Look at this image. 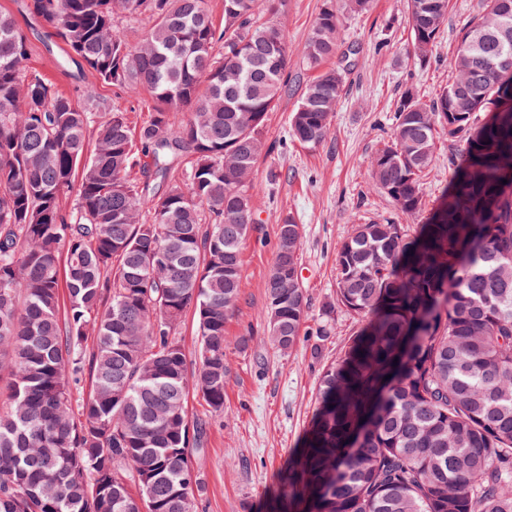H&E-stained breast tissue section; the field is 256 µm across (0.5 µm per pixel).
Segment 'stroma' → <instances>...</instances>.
Instances as JSON below:
<instances>
[{
    "instance_id": "obj_1",
    "label": "stroma",
    "mask_w": 512,
    "mask_h": 512,
    "mask_svg": "<svg viewBox=\"0 0 512 512\" xmlns=\"http://www.w3.org/2000/svg\"><path fill=\"white\" fill-rule=\"evenodd\" d=\"M26 4L0 0V12L11 15L26 34L33 70L71 96L96 84L99 95L125 110L131 124L146 119L148 99L95 83L82 63H63L66 45L29 14ZM322 4L291 0L282 20L292 88L267 115L264 138L270 150L252 176L255 229L243 246L242 298L224 325V410L212 413L199 397L188 398L192 420L207 427L204 448L193 458L203 482L199 512H274L281 495L278 477L302 448L317 408L319 377L365 325L364 319L339 310L335 334L324 341L315 334L335 289L338 249L353 224L405 221L372 183L370 160L391 142L393 111L405 89L429 98L451 80L449 60L457 35L479 10V0H450L436 51L424 66L414 57L406 0H373L368 12L346 17L341 42L359 48L347 76L350 88L325 141L308 149L290 139L288 121L310 77L301 49ZM286 215L303 226L300 272L309 298L310 333L292 351L280 353L264 344L263 325L276 226Z\"/></svg>"
}]
</instances>
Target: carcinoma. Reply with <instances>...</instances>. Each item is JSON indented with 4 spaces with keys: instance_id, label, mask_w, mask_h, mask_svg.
Returning a JSON list of instances; mask_svg holds the SVG:
<instances>
[{
    "instance_id": "1",
    "label": "carcinoma",
    "mask_w": 512,
    "mask_h": 512,
    "mask_svg": "<svg viewBox=\"0 0 512 512\" xmlns=\"http://www.w3.org/2000/svg\"><path fill=\"white\" fill-rule=\"evenodd\" d=\"M324 0L301 53L318 74L289 120L321 145L354 66ZM289 0H28L99 80L152 102L131 130L27 68L0 13V512H196L204 428L193 393L224 410V323L253 229L250 175L267 114L288 89ZM448 0H409L430 61ZM149 14L137 45L116 18ZM512 0H481L453 80L405 90L371 178L399 213L425 209L423 177L448 137L451 181L420 234L370 219L336 256L323 308L367 319L323 372L304 447L282 477L289 512H512ZM186 110L177 123L174 113ZM94 148H89V139ZM191 159L185 182L175 172ZM265 340L306 335L303 227L276 225ZM194 312L187 360L177 327ZM92 388L79 391L83 377Z\"/></svg>"
}]
</instances>
